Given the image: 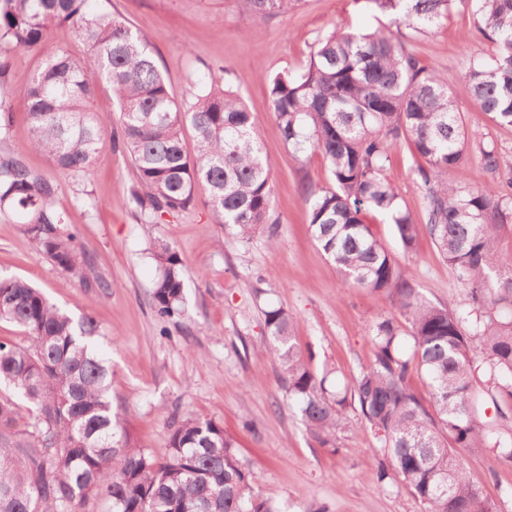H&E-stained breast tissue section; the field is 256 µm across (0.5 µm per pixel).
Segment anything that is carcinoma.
<instances>
[{
	"label": "carcinoma",
	"instance_id": "1",
	"mask_svg": "<svg viewBox=\"0 0 512 512\" xmlns=\"http://www.w3.org/2000/svg\"><path fill=\"white\" fill-rule=\"evenodd\" d=\"M299 2L238 0L257 17L284 15ZM369 2L418 35L446 23L457 4ZM471 2L490 52L466 56L455 86L382 29L334 32L315 43L302 72L269 80L283 142L296 153L321 152L331 173L330 188L304 186L312 238L350 284L385 293L408 322L406 330L390 318L375 323L373 359L342 392H329L312 369L296 343L295 317L282 307L264 311L269 354L314 441L336 447L345 411L356 407L376 440L379 479L394 471L427 512H499L469 482L457 449L487 448L512 461V437L499 427L512 415V261L496 251L499 232L512 224V154L469 138L460 108L465 97L493 124L512 127V0ZM85 3L0 0V42L12 49L37 51L53 26L65 23L90 48L85 61L60 49L43 54L19 90L7 89V57L0 56V142L9 138L18 97L30 121L29 147L59 171L88 170L105 141L90 106L104 82L118 112L111 149L133 160L132 200L148 223L194 206L201 190L218 223L241 240L263 234L275 242L271 166L238 95L214 79L189 101H175L152 37L119 15L86 10ZM401 140L424 161L415 182L422 220L467 293V309L420 295L369 224L371 215L383 216L403 250H413L418 225L383 175ZM470 152L479 176L448 182V171ZM52 196L46 178L0 155V206L30 216L25 232L37 248L88 282L85 252ZM152 258L159 269L152 307L165 321L182 311L184 264L163 239ZM471 316L468 336L462 324ZM0 320L31 340L28 346L0 341V386L13 392L0 395V512H78L97 498L109 503V512H279L213 419L173 409L162 462L134 443L113 410L108 359L91 317L74 318L26 281L0 277ZM417 378L428 397L415 391ZM486 407L496 422L482 421ZM27 412L34 422L20 430Z\"/></svg>",
	"mask_w": 512,
	"mask_h": 512
}]
</instances>
